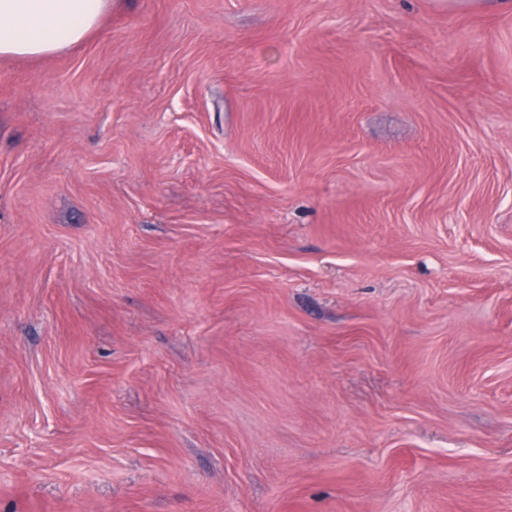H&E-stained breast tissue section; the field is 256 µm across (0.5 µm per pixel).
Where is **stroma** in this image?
Returning a JSON list of instances; mask_svg holds the SVG:
<instances>
[{
  "label": "stroma",
  "instance_id": "stroma-1",
  "mask_svg": "<svg viewBox=\"0 0 512 512\" xmlns=\"http://www.w3.org/2000/svg\"><path fill=\"white\" fill-rule=\"evenodd\" d=\"M0 512H512V8L0 59Z\"/></svg>",
  "mask_w": 512,
  "mask_h": 512
}]
</instances>
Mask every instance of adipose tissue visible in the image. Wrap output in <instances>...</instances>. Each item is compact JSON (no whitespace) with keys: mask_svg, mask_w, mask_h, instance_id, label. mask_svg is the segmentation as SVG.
Segmentation results:
<instances>
[{"mask_svg":"<svg viewBox=\"0 0 512 512\" xmlns=\"http://www.w3.org/2000/svg\"><path fill=\"white\" fill-rule=\"evenodd\" d=\"M111 0H0V58H42L82 43Z\"/></svg>","mask_w":512,"mask_h":512,"instance_id":"1","label":"adipose tissue"}]
</instances>
